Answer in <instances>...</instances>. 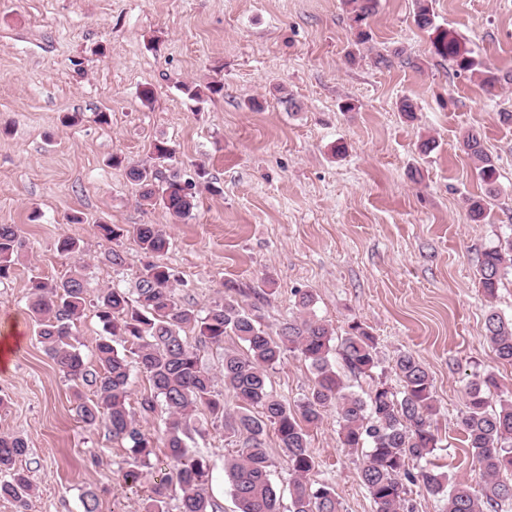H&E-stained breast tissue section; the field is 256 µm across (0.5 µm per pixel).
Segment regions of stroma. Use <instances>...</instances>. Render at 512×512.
Returning a JSON list of instances; mask_svg holds the SVG:
<instances>
[{"mask_svg":"<svg viewBox=\"0 0 512 512\" xmlns=\"http://www.w3.org/2000/svg\"><path fill=\"white\" fill-rule=\"evenodd\" d=\"M435 26L419 29L415 0H379L371 40L354 42L347 0H0V224L17 225L27 248L0 280V433L24 438L35 488L31 512H143L160 468L128 487L132 458L105 428L73 411L76 387L45 354L28 316L29 280L60 279L82 266L89 297L133 288L143 255L130 232L153 224L170 240L164 257L182 303L196 310L235 288L258 303L269 333L295 312V290L344 337L361 323L377 338L371 377H347L368 396L402 386L397 354L421 360L433 379L440 439L432 460L450 480L477 481L460 418L469 385L494 374L512 392V365L484 338V315L512 316V271L487 303L476 269L484 249L512 237V83L486 92L477 77L434 55L437 31L512 73V0H431ZM390 56L389 66L374 62ZM223 84L194 101L184 86ZM151 87L153 101L139 92ZM416 105L415 119L399 110ZM107 113L108 123L97 122ZM481 130L497 168L485 222L468 200L484 185L459 149ZM436 142L422 153V140ZM168 141L182 178L204 164L195 219L144 207L128 165H151ZM105 222L124 227L101 238ZM80 251H57L61 236ZM124 267L107 261L110 249ZM274 393L296 403L314 376L297 354L269 370ZM194 442L214 469L218 512H235L224 461L243 438L199 414ZM338 415L309 431L312 482L333 487L342 512H374L360 477L364 449L342 447Z\"/></svg>","mask_w":512,"mask_h":512,"instance_id":"35a3bbf8","label":"stroma"}]
</instances>
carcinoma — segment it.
Returning a JSON list of instances; mask_svg holds the SVG:
<instances>
[{"label": "carcinoma", "instance_id": "cac0c4a2", "mask_svg": "<svg viewBox=\"0 0 512 512\" xmlns=\"http://www.w3.org/2000/svg\"><path fill=\"white\" fill-rule=\"evenodd\" d=\"M349 3L356 43L363 44L368 39L364 25L376 12L378 0ZM414 21L420 29L433 28L429 0H416ZM432 46L434 53L457 71L478 76L487 91L501 84L498 72L473 56L458 37L442 31ZM460 147L473 159L487 193L494 194L496 167L485 151L482 132L475 128L465 131ZM151 151L158 163L174 166L176 152L166 142H155ZM127 176L140 185L143 204L160 203L180 221L193 219L195 183L182 179L178 171H171L160 183L147 167L131 166ZM132 233L147 261L137 276L133 295L120 288L98 291L94 307L106 336L96 345L95 365H87L75 345L73 328L87 306V287L79 270L59 281L31 277L29 312L47 356L76 386L93 390L94 398L87 400L76 391L75 414L90 429L105 427L112 439L121 441L132 453L134 463L124 471V483L137 484L141 468L150 466L151 459L158 457L157 449H163L170 474L153 487L144 512H166L175 488L181 493L180 512H217L208 492L210 460L190 441L197 431L198 412H207L213 424L224 423V396L216 391L220 380L239 402L233 430L244 436L243 447L225 463L237 512H280L266 452L270 428L291 476L288 512H340V501L331 486L313 487L307 482L316 469L308 448V429L333 406L342 447L368 445L361 479L375 512H413L406 499V481L421 485L431 495L447 494L446 512H501L512 505V394L492 404L488 388L495 386L493 378L469 386L461 417L467 447L478 463L481 489L477 494L468 481L451 482L433 466L410 470V464L427 459L438 444L433 428L432 379L413 354L402 352L395 359L402 391L378 384L365 400L348 390L331 363L334 337L324 322L308 314L313 303L310 292L296 294L297 314L283 323L275 336L264 329L258 306L246 307L230 294L204 311L187 308L176 292L172 268L160 261L169 249L166 234L154 224L135 225ZM24 246L17 225L0 224V279L9 277L19 264ZM508 267L512 268V238L483 251L477 277L485 297L495 298ZM188 328L197 332L198 343L187 340ZM484 328L497 358L512 364V317L491 306ZM227 337L242 342L245 349L224 351L223 370L217 376L204 365L201 348H219ZM290 352L307 362L314 375L311 391L293 406L274 395L267 383L268 370ZM341 356L349 372L371 375L378 366L376 337L362 325H352L341 340ZM132 360L152 386L136 409L130 405ZM159 400L167 421L162 435L154 438L142 430L140 420L155 412ZM27 453L25 439L0 434V497L11 498L17 512H29L33 492L28 470L20 465Z\"/></svg>", "mask_w": 512, "mask_h": 512}]
</instances>
